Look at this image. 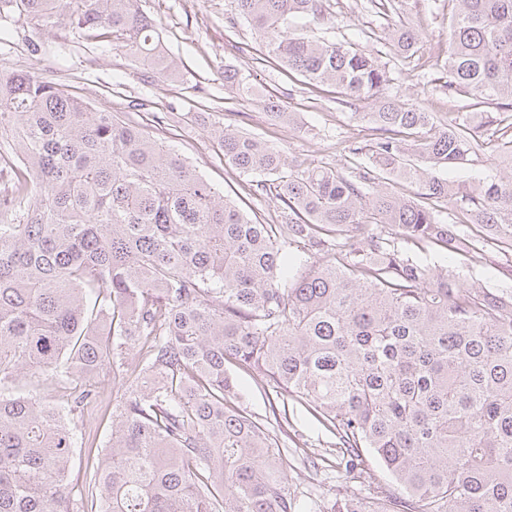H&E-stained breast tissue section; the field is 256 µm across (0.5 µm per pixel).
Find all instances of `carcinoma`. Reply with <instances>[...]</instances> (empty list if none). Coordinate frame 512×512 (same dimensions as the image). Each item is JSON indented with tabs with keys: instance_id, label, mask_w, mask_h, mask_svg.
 <instances>
[{
	"instance_id": "cac0c4a2",
	"label": "carcinoma",
	"mask_w": 512,
	"mask_h": 512,
	"mask_svg": "<svg viewBox=\"0 0 512 512\" xmlns=\"http://www.w3.org/2000/svg\"><path fill=\"white\" fill-rule=\"evenodd\" d=\"M142 0H0V33L62 13L172 76ZM448 93L512 100V0H453ZM283 68L372 99L377 136L344 148L347 172L290 160L225 126L211 137L250 191L288 208L248 218L137 122L62 86L0 75V140L18 165L0 194V387L39 371L66 405L0 396V512H325L288 494V454L236 403L231 363L303 407L340 440L338 466L372 454L395 486L330 512H512V289L431 267L405 244L466 245L429 201L512 242V136L505 176L472 186L435 175L484 152L477 127L386 95L389 70L349 43L297 32L325 0H233ZM385 44L407 60L415 29L381 0ZM224 86L254 88L224 69ZM405 180L415 197L382 183ZM374 229L357 237L364 226ZM105 368L124 388L86 494L70 482L68 414L97 400Z\"/></svg>"
}]
</instances>
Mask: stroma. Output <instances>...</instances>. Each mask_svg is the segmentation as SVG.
<instances>
[{
  "label": "stroma",
  "mask_w": 512,
  "mask_h": 512,
  "mask_svg": "<svg viewBox=\"0 0 512 512\" xmlns=\"http://www.w3.org/2000/svg\"><path fill=\"white\" fill-rule=\"evenodd\" d=\"M326 6L328 19L318 27V35L376 54L390 72L387 93L392 99L432 112L442 123L475 112L512 116V107L500 101L481 103L464 93H449L448 74L436 63L448 46L452 14L448 0H404L405 15L421 34L419 49L407 65L385 54L379 40L383 19L372 0H326ZM143 7L157 22L163 48L177 61L178 73L173 77L154 74L124 47L74 35L59 16L13 25L9 39L0 43V73H30L71 89L95 107L110 102L113 113L123 119L128 116L129 101L144 102L137 122L179 151L223 195L264 223H281V205L250 193V177L225 164L210 138L212 127L232 126L267 140L288 158L341 172L346 169L344 146L372 138L373 126L362 115L375 111L374 101H354L331 87H316L298 74L283 71L268 57L248 24L233 20L231 0H143ZM34 44L40 45V52H31ZM228 66L256 86L260 99L225 90L224 69ZM268 99L294 115V122L272 119L264 106ZM418 257L426 264L456 270L466 279L512 287V248L464 257L430 248ZM233 375L241 406L262 422H273L269 406L275 397L272 389L257 385L243 370H234ZM92 385L99 393L96 403L75 418L77 448L71 474L78 489L88 482L109 442L113 416L123 396L122 389L112 382L111 370L97 373ZM286 414L277 437L288 450V489L297 499L311 497L328 503L350 496L369 497L389 484V477L372 460L366 461L358 478L337 468L334 436L300 405L289 404ZM316 457L324 460L317 470L309 466L310 459Z\"/></svg>",
  "instance_id": "stroma-1"
}]
</instances>
